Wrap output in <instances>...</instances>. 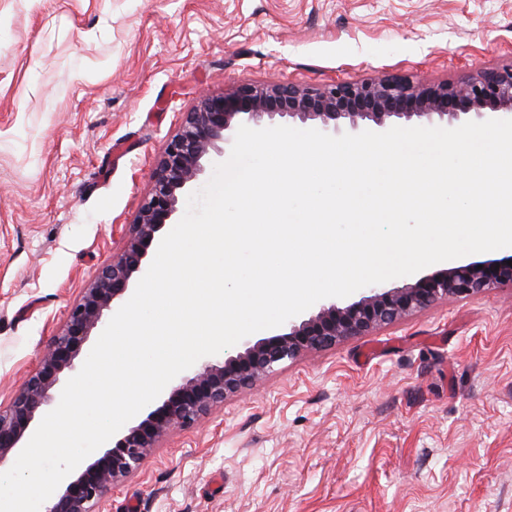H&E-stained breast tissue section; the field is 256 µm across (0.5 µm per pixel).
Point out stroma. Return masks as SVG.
<instances>
[{
    "instance_id": "obj_1",
    "label": "stroma",
    "mask_w": 512,
    "mask_h": 512,
    "mask_svg": "<svg viewBox=\"0 0 512 512\" xmlns=\"http://www.w3.org/2000/svg\"><path fill=\"white\" fill-rule=\"evenodd\" d=\"M511 64L512 0H0V406L201 92ZM101 512H512V286L283 362Z\"/></svg>"
}]
</instances>
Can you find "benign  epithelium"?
I'll list each match as a JSON object with an SVG mask.
<instances>
[{
    "label": "benign epithelium",
    "mask_w": 512,
    "mask_h": 512,
    "mask_svg": "<svg viewBox=\"0 0 512 512\" xmlns=\"http://www.w3.org/2000/svg\"><path fill=\"white\" fill-rule=\"evenodd\" d=\"M508 113L512 114V66L483 71L462 84L420 85L385 76L322 88L242 84L222 95L202 96L185 113L178 133L158 159L151 190L122 253L84 289L35 372L8 407L0 409V462L19 447L36 415L53 399L60 377L73 368L105 313L142 277L148 249L173 223L205 164L224 152L223 145L234 139L240 126L259 128L286 119L325 131L345 126L357 132L366 126L382 130L396 119L452 122ZM502 285L512 286V266L505 258L455 263L391 288L364 287L352 303L323 304L306 318L290 320L281 333L247 343L220 361L176 378L157 405L113 437L112 447L59 485L44 512H99L108 493L141 467L163 436L174 428L193 426L228 395L254 384L286 359L395 322L442 298H468Z\"/></svg>",
    "instance_id": "obj_1"
}]
</instances>
